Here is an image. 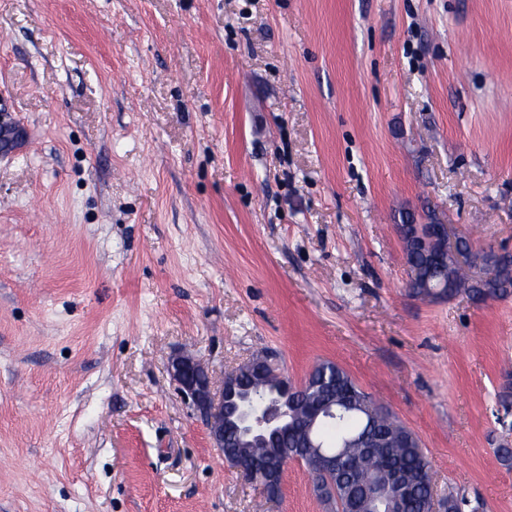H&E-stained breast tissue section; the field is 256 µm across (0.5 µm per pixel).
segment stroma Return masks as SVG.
Returning a JSON list of instances; mask_svg holds the SVG:
<instances>
[{
    "label": "stroma",
    "instance_id": "35a3bbf8",
    "mask_svg": "<svg viewBox=\"0 0 512 512\" xmlns=\"http://www.w3.org/2000/svg\"><path fill=\"white\" fill-rule=\"evenodd\" d=\"M431 220L512 252V0H0V512H332L211 448L180 349L333 362L512 512V293L414 294Z\"/></svg>",
    "mask_w": 512,
    "mask_h": 512
}]
</instances>
